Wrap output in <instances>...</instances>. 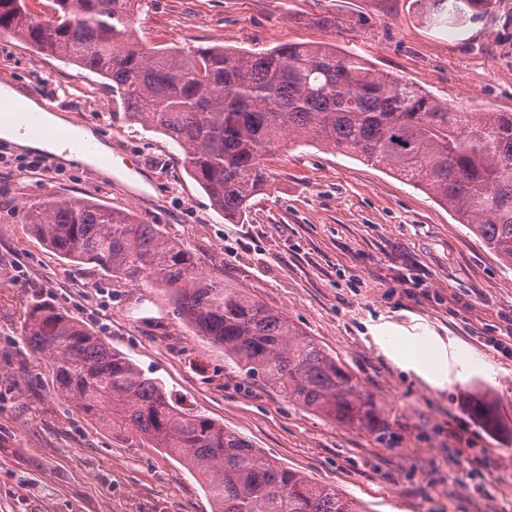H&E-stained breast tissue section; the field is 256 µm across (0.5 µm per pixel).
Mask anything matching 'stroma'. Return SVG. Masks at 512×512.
<instances>
[{
    "instance_id": "obj_1",
    "label": "stroma",
    "mask_w": 512,
    "mask_h": 512,
    "mask_svg": "<svg viewBox=\"0 0 512 512\" xmlns=\"http://www.w3.org/2000/svg\"><path fill=\"white\" fill-rule=\"evenodd\" d=\"M425 0H147L148 48L269 50L327 43L472 112L512 113V0L466 30L429 19ZM0 80L47 111L78 117L112 150V171L0 139V512H212L199 481L133 433L84 416L53 389L23 341L45 301L79 319L187 404L283 465L335 486L367 512H512V269L424 191L316 143L282 144L273 182L242 219L224 217L187 174L184 152L112 106L100 76L0 34ZM143 191L135 199L133 191ZM103 203L156 224L198 265L282 312L373 397L386 435L302 410L246 377L175 312L160 289L61 260L27 224L48 194ZM448 358L442 386L402 370L384 336ZM497 425L471 408L482 392Z\"/></svg>"
}]
</instances>
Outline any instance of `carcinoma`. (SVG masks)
<instances>
[{
	"label": "carcinoma",
	"mask_w": 512,
	"mask_h": 512,
	"mask_svg": "<svg viewBox=\"0 0 512 512\" xmlns=\"http://www.w3.org/2000/svg\"><path fill=\"white\" fill-rule=\"evenodd\" d=\"M144 0H51V17L0 0V34L108 80L129 120L185 152L189 176L226 217H241L273 179L265 157L288 136L383 166L448 208L512 268V113L453 112L415 83L379 72L334 46L288 43L261 52L142 47ZM492 0H430L459 24ZM28 223L60 258L94 263L161 290L189 324L245 375L299 408L340 425L384 433L375 401L343 364L288 318L202 276L189 250L154 224L108 205L49 195ZM25 343L51 359L55 392L114 431L132 432L178 459L216 512H364L330 485L288 468L235 431L186 407L157 378L90 327L36 303Z\"/></svg>",
	"instance_id": "carcinoma-1"
}]
</instances>
